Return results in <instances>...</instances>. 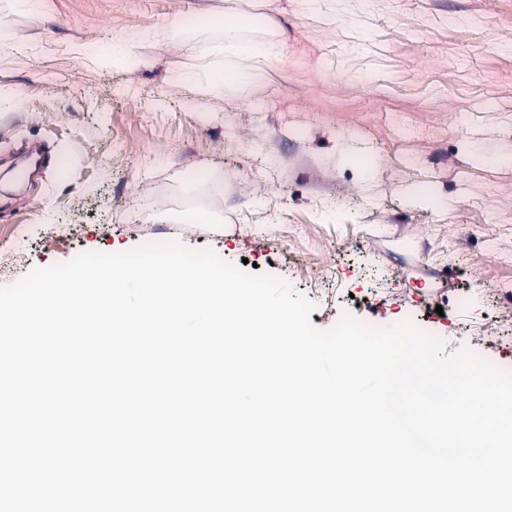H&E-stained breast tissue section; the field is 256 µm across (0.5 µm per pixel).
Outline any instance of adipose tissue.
Instances as JSON below:
<instances>
[{
    "mask_svg": "<svg viewBox=\"0 0 512 512\" xmlns=\"http://www.w3.org/2000/svg\"><path fill=\"white\" fill-rule=\"evenodd\" d=\"M239 15H231L224 25L223 49L227 61L222 69L213 73L208 82L212 91H222L224 87L241 84L246 76L245 64L249 61H271L280 54V46L274 41H250L242 39Z\"/></svg>",
    "mask_w": 512,
    "mask_h": 512,
    "instance_id": "obj_1",
    "label": "adipose tissue"
}]
</instances>
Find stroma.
I'll list each match as a JSON object with an SVG mask.
<instances>
[{
    "label": "stroma",
    "mask_w": 512,
    "mask_h": 512,
    "mask_svg": "<svg viewBox=\"0 0 512 512\" xmlns=\"http://www.w3.org/2000/svg\"><path fill=\"white\" fill-rule=\"evenodd\" d=\"M230 12L282 53L215 94ZM0 87V286L177 241L512 371V0H0Z\"/></svg>",
    "instance_id": "obj_1"
}]
</instances>
